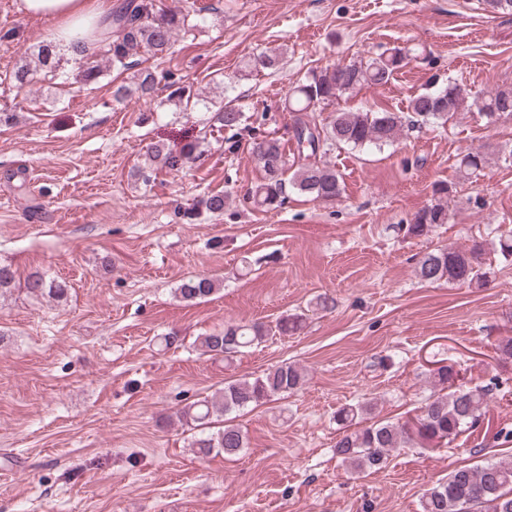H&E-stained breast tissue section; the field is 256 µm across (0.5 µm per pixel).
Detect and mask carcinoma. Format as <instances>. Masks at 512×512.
<instances>
[{"label": "carcinoma", "mask_w": 512, "mask_h": 512, "mask_svg": "<svg viewBox=\"0 0 512 512\" xmlns=\"http://www.w3.org/2000/svg\"><path fill=\"white\" fill-rule=\"evenodd\" d=\"M112 21V41L101 48V55L108 65L119 70L131 69V58L141 50L161 58L171 54L176 37L196 27L190 12L160 11L155 8V0H121L113 11ZM59 53L57 41H43L37 47V65L33 68L27 63L19 66L14 72L15 80L25 85L39 71L52 79L65 76L58 68ZM410 54L409 50L388 48L365 63L312 70L292 86L288 105L294 112L292 137L300 163L294 169L288 168L286 150L280 139L269 135L254 136L251 154L263 171V180L251 192L253 203L276 209L286 201L289 186L316 201L333 203L342 197L345 186L341 174L327 162L326 157L338 147H381L396 141L405 130L416 126L432 123L442 127L457 113L473 106L478 114L488 119L512 115V88L471 97L453 84L436 89L430 87L414 95L407 114L365 110L332 112L323 117L316 113L317 107L333 104L350 91L366 85L390 83L394 75L407 65ZM101 72L99 66L86 63L79 67L75 82L90 85L98 80ZM162 80L163 77L153 70L139 69L130 83L116 86L112 96L118 102L131 96L152 100L161 90ZM167 88V99L186 112L194 110L202 101L199 92L190 85L170 81ZM242 118L240 109L226 105L218 107L212 116L220 127L230 131L239 127ZM200 144L197 138L174 151L157 143L148 151L150 164L137 167L134 177L147 185L157 169L178 171L193 159ZM487 163L485 153L471 150L463 155L460 172L465 177L470 176ZM451 193L453 184L436 185L434 194L439 199L421 209L412 223L405 225L404 233L419 237L438 225L448 223V209L442 198ZM224 204V193H207L183 210V218L192 222L204 212L220 213L224 211ZM491 251L505 260L512 258V235H501L490 242H476L469 249L436 248L417 260L415 272L426 283H481L487 277L483 256ZM26 289L31 294L58 302L68 295L65 281L48 279L39 272L27 276ZM217 291L216 280L203 275L188 278L178 288L180 298L192 303ZM304 323V315L294 313L281 316L273 325L263 322L231 324L219 332L199 337L197 343L204 354L228 357L245 348L258 346L270 336L295 333ZM306 376L304 367L285 362L253 380H230L224 383V391L219 397L205 398L185 406L179 412V418L198 427L205 426L215 417L296 392L303 387ZM457 377L453 367H438L432 373V381L439 391L429 396L420 415L410 422L381 420L368 427L348 431L336 441V456L354 472L375 471L386 464L390 452L397 448H405L413 442L423 447L440 443L475 427L492 389L458 383ZM374 409L372 401L347 404L336 410V423L348 429L360 424ZM193 446L202 455L217 449L226 457H234L247 447V437L238 425L226 420L222 430L196 439ZM422 509L423 512H512V458L455 468L445 480L427 490Z\"/></svg>", "instance_id": "cac0c4a2"}]
</instances>
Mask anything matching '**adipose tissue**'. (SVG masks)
<instances>
[{
    "mask_svg": "<svg viewBox=\"0 0 512 512\" xmlns=\"http://www.w3.org/2000/svg\"><path fill=\"white\" fill-rule=\"evenodd\" d=\"M23 6L30 14L57 19L58 37L68 36L78 28L86 29V49L100 48L111 38L110 0H23Z\"/></svg>",
    "mask_w": 512,
    "mask_h": 512,
    "instance_id": "adipose-tissue-1",
    "label": "adipose tissue"
}]
</instances>
